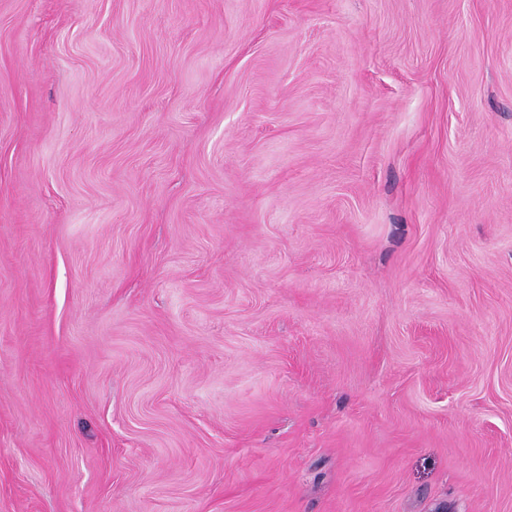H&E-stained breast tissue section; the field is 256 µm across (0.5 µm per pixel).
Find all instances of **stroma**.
<instances>
[{
	"label": "stroma",
	"mask_w": 512,
	"mask_h": 512,
	"mask_svg": "<svg viewBox=\"0 0 512 512\" xmlns=\"http://www.w3.org/2000/svg\"><path fill=\"white\" fill-rule=\"evenodd\" d=\"M0 512H512V0H0Z\"/></svg>",
	"instance_id": "stroma-1"
}]
</instances>
